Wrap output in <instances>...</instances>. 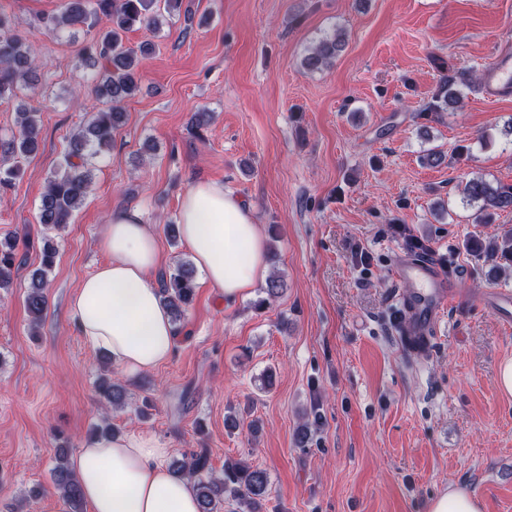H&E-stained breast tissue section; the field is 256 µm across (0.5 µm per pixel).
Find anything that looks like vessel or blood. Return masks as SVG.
Listing matches in <instances>:
<instances>
[{
  "instance_id": "1",
  "label": "vessel or blood",
  "mask_w": 512,
  "mask_h": 512,
  "mask_svg": "<svg viewBox=\"0 0 512 512\" xmlns=\"http://www.w3.org/2000/svg\"><path fill=\"white\" fill-rule=\"evenodd\" d=\"M484 95L507 97L512 95V49L501 48L484 72ZM394 277L412 289V306L405 333L418 345L429 346L431 333L446 309L458 301L459 291L453 280L447 279L439 268L426 260L401 261ZM486 301L499 313L504 326L512 325V292L493 289L486 293Z\"/></svg>"
}]
</instances>
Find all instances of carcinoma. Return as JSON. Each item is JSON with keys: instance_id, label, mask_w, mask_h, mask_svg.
Instances as JSON below:
<instances>
[{"instance_id": "1", "label": "carcinoma", "mask_w": 512, "mask_h": 512, "mask_svg": "<svg viewBox=\"0 0 512 512\" xmlns=\"http://www.w3.org/2000/svg\"><path fill=\"white\" fill-rule=\"evenodd\" d=\"M162 9L154 8V0H61L60 12L52 19L53 30L72 31L92 21L101 25L98 38L84 44L78 59L90 69L87 82L105 107L91 113L89 120L69 139L63 161L48 176L41 195L38 222L50 229H61L71 222L74 212L84 203L93 188L94 159L112 146L114 134L124 124L123 103L140 89V64L153 47L146 43L139 51L123 45L122 34L133 28L157 30L164 15L179 11L182 0H160ZM343 46L341 34L323 36L304 59L311 70L319 69L336 56ZM39 83L36 51L23 35L9 29L0 17V102L16 101V131L0 140V191L11 187L21 176L17 158L36 155L41 146V119L38 111L19 97L24 89L33 90ZM465 197L479 201L477 219L481 224L493 223L494 216L512 210V186L492 185L483 178H472L465 184ZM466 249L483 263L498 267V261L512 259V232L475 238ZM58 250L46 244L40 267L34 270L27 286L24 305L31 325L38 326L47 309L46 288ZM18 240L13 235L0 238V290L12 286L14 274L23 263ZM197 289L195 270L181 261L163 275L161 295L174 323L183 320ZM98 393L114 409L127 405V392L118 381L108 376L97 380ZM172 471L192 484L200 512H264L263 502L269 496L266 472L240 462L224 464L216 475L207 450L191 454L171 463ZM54 489L68 504L70 512H83L82 488L69 467L68 456L59 455L52 470Z\"/></svg>"}]
</instances>
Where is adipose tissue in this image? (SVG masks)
Listing matches in <instances>:
<instances>
[{"label":"adipose tissue","mask_w":512,"mask_h":512,"mask_svg":"<svg viewBox=\"0 0 512 512\" xmlns=\"http://www.w3.org/2000/svg\"><path fill=\"white\" fill-rule=\"evenodd\" d=\"M182 239L203 281L226 303L249 295L267 275L266 240L252 211L223 183L199 180L179 212ZM101 248L109 259L84 278L70 308L79 332L127 374L163 365L176 344L175 325L154 277L158 238L135 209L112 213ZM170 449L147 432L99 435L70 459L90 512H198L190 482L167 465Z\"/></svg>","instance_id":"1"}]
</instances>
